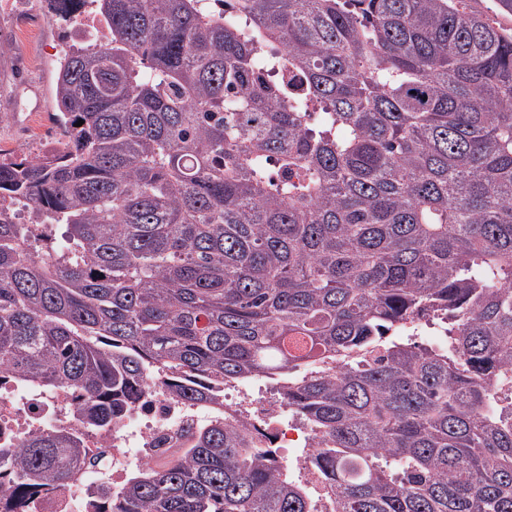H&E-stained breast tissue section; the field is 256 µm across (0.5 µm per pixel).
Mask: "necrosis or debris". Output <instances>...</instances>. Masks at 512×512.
Returning a JSON list of instances; mask_svg holds the SVG:
<instances>
[{"label": "necrosis or debris", "instance_id": "1", "mask_svg": "<svg viewBox=\"0 0 512 512\" xmlns=\"http://www.w3.org/2000/svg\"><path fill=\"white\" fill-rule=\"evenodd\" d=\"M74 405L72 392L21 383L0 372V449L12 451L39 431L67 427L82 433L89 453L110 455L115 466L111 472L77 470L66 486L39 488L23 503L7 491L10 471L0 472V512H96L97 490L111 484L114 472L125 471L133 461L143 467L170 459L185 447L189 433L224 420L266 436L282 464L304 471L306 484L314 491L311 512H333L319 474L309 465L317 438L296 422L272 387L256 391L248 382L228 385L222 404L201 407L171 398L158 382L111 429L100 431L86 428Z\"/></svg>", "mask_w": 512, "mask_h": 512}]
</instances>
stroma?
I'll list each match as a JSON object with an SVG mask.
<instances>
[{
    "mask_svg": "<svg viewBox=\"0 0 512 512\" xmlns=\"http://www.w3.org/2000/svg\"><path fill=\"white\" fill-rule=\"evenodd\" d=\"M48 11L44 0H29L27 12L0 14V151L44 153L59 129L54 85L62 54L61 33L78 23Z\"/></svg>",
    "mask_w": 512,
    "mask_h": 512,
    "instance_id": "1",
    "label": "stroma"
}]
</instances>
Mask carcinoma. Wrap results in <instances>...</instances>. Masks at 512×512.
I'll use <instances>...</instances> for the list:
<instances>
[{
	"instance_id": "carcinoma-1",
	"label": "carcinoma",
	"mask_w": 512,
	"mask_h": 512,
	"mask_svg": "<svg viewBox=\"0 0 512 512\" xmlns=\"http://www.w3.org/2000/svg\"><path fill=\"white\" fill-rule=\"evenodd\" d=\"M49 2L104 36L61 58L56 146L0 158V367L99 430L154 377H265L334 512H512V30L472 0ZM425 327L448 342L394 340ZM105 461L64 428L0 451L20 493ZM100 495L310 512L232 423Z\"/></svg>"
}]
</instances>
